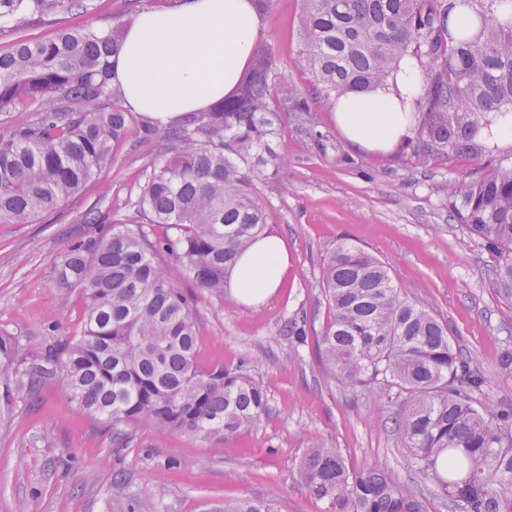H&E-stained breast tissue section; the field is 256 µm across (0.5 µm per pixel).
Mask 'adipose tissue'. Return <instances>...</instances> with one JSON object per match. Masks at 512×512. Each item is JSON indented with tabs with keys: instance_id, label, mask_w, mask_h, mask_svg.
<instances>
[{
	"instance_id": "obj_1",
	"label": "adipose tissue",
	"mask_w": 512,
	"mask_h": 512,
	"mask_svg": "<svg viewBox=\"0 0 512 512\" xmlns=\"http://www.w3.org/2000/svg\"><path fill=\"white\" fill-rule=\"evenodd\" d=\"M259 32L251 0H175L143 10L114 59L127 107L160 126L206 109L235 87ZM420 91L417 67L403 62L392 87L341 98L336 125L352 147L390 152L410 131L404 107ZM287 271L283 241L264 236L242 253L227 286L239 303L253 306Z\"/></svg>"
}]
</instances>
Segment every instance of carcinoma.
Returning a JSON list of instances; mask_svg holds the SVG:
<instances>
[{
    "instance_id": "cac0c4a2",
    "label": "carcinoma",
    "mask_w": 512,
    "mask_h": 512,
    "mask_svg": "<svg viewBox=\"0 0 512 512\" xmlns=\"http://www.w3.org/2000/svg\"><path fill=\"white\" fill-rule=\"evenodd\" d=\"M64 7L83 5L0 0V20L21 31ZM124 30L20 36L0 53V111L35 106L0 132V223L28 224L57 209L126 141L133 115L110 64ZM301 58L325 109L386 85L404 60H416L415 157L422 165L478 157L497 147L494 120L512 114V0H303ZM280 111L305 121L311 108L257 42L229 94L163 128L133 206L165 233L118 219L69 247L56 279L63 298L83 300L80 335L32 354L1 333V403L53 382L105 425L117 448L145 426L222 441L267 413L265 393L243 366L199 364L197 318L159 258L224 301L240 253L268 234L254 189L268 165L281 164L273 148ZM448 191L458 223L510 255L490 276L512 299V161ZM321 284L330 309L317 340L323 365L349 388L386 387L399 405L391 429L414 475L433 480L448 512H512V414L477 403L485 376L454 347L448 325L403 296L385 265L356 246H336ZM299 478L326 512H426L409 484L376 466L351 470L320 442L307 449ZM219 512L277 509L272 500L243 501Z\"/></svg>"
}]
</instances>
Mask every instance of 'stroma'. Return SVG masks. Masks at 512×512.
Listing matches in <instances>:
<instances>
[{
  "label": "stroma",
  "mask_w": 512,
  "mask_h": 512,
  "mask_svg": "<svg viewBox=\"0 0 512 512\" xmlns=\"http://www.w3.org/2000/svg\"><path fill=\"white\" fill-rule=\"evenodd\" d=\"M84 4L44 16L26 36L49 38L75 24L99 31L128 20L134 7L133 0ZM302 8V0H272L259 39L289 84L308 96ZM147 122L135 114L111 166L58 209L30 224L0 223V329L29 351L80 331L82 301L63 299L53 272L71 245L91 235L86 213L98 211L105 225L116 218L139 223L133 202L153 162L140 144ZM278 143L288 176L268 175L257 190L270 232L285 241L290 258L277 292L257 307L229 295L218 301L177 265L166 266L171 284L196 300L200 364H246L267 395L268 414L220 443L143 427L132 447L114 448L85 412L46 384L35 401L19 398L0 410V512H136L147 495L157 512L271 498L279 512H324L296 479L316 439L338 449L351 468L378 465L411 480L390 429L397 407L384 388L346 387L320 361L317 338L329 317L321 271L343 241L380 260L394 287L447 321L453 342L486 378L480 401L512 413V374L499 364L512 350V301L489 276L503 257L454 220L448 197L451 182L489 170L488 158H441L424 169L404 145L362 152L323 108L303 124L281 114ZM291 319L304 325L305 342L288 336ZM118 475L126 492L113 496L108 489Z\"/></svg>",
  "instance_id": "obj_1"
}]
</instances>
